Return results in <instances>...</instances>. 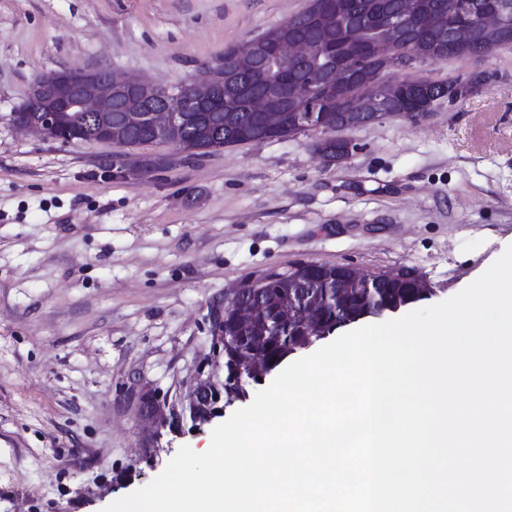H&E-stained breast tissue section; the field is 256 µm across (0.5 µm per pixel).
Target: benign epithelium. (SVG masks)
I'll use <instances>...</instances> for the list:
<instances>
[{"instance_id": "obj_1", "label": "benign epithelium", "mask_w": 512, "mask_h": 512, "mask_svg": "<svg viewBox=\"0 0 512 512\" xmlns=\"http://www.w3.org/2000/svg\"><path fill=\"white\" fill-rule=\"evenodd\" d=\"M412 0H395L392 5L389 22L380 30L379 40L387 48L384 62L378 67L361 69L351 79L361 81L374 88V91L358 98L354 112L336 114V122L328 121L324 112V101L316 84L307 75V66L319 64L322 72L332 70L329 47L320 39H283L275 43L253 40L247 47L224 56V63L211 67L203 80L181 87L174 95L169 111L168 124L157 126L148 122L147 105L156 96L154 87L139 77H121L110 71L69 67L51 71L38 78L29 89L26 103L16 111V127L35 132L45 139L64 141H86L131 146L124 131L144 126L148 135L138 144H177L176 133L180 128V113L203 112L206 109L213 88L224 86V80L241 74L262 75L270 80L268 86L250 93L245 111L250 113L251 133L249 142L262 143L274 138L296 136L299 132L313 131L318 134L315 148L322 147L325 141L339 133L357 127L377 123L387 117H399L410 122L425 118L441 104L454 106L460 99L454 96L429 97L417 110L398 112L393 109L389 98L378 89L389 82L387 74L392 70L405 72L414 69L422 57L416 44L401 36L404 24L410 17ZM509 6L502 11H485L480 14L478 23L485 30L499 32L512 15ZM332 13L336 26L361 30L365 20L353 11L342 9L334 0H316L294 20L296 27L309 26L317 15ZM430 27L440 32L444 43H463L468 39L469 31L462 27H448L443 23L442 15L434 14L428 19ZM297 65L299 76L289 84L288 91L303 100L301 114L296 127L288 133L280 130L282 103L276 82L280 77V66L284 62ZM327 268L325 264L302 262L283 272L282 278L288 280L290 298L298 304L300 323L311 321L312 313L309 300L313 295V276L316 271ZM396 282L403 288H419L428 291L427 283L416 274L397 271L386 274L366 275L351 268L336 279V287L342 290L368 288L380 281ZM275 287V279L263 276L243 282L230 294L233 305L230 310L241 322L253 315V310L239 304L242 295L262 301ZM235 344L224 336V312L217 309L212 314L211 354L219 359L224 350ZM276 368L265 355L252 350L236 357L232 368L224 372V378L214 381L211 378L198 379L188 397V405L176 403L164 404L151 397L155 407L154 418L160 423L180 422L184 415H190L193 422H205L224 412L222 403L244 398L248 387L259 384Z\"/></svg>"}]
</instances>
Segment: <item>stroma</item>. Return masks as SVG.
Masks as SVG:
<instances>
[{
    "label": "stroma",
    "mask_w": 512,
    "mask_h": 512,
    "mask_svg": "<svg viewBox=\"0 0 512 512\" xmlns=\"http://www.w3.org/2000/svg\"><path fill=\"white\" fill-rule=\"evenodd\" d=\"M309 0H0V512H103L215 421L155 439L131 387L178 398L237 283L300 262L409 270L443 302L512 245V49L439 60L485 72L455 109L189 157L46 140L12 114L42 74L109 68L189 83Z\"/></svg>",
    "instance_id": "obj_1"
}]
</instances>
